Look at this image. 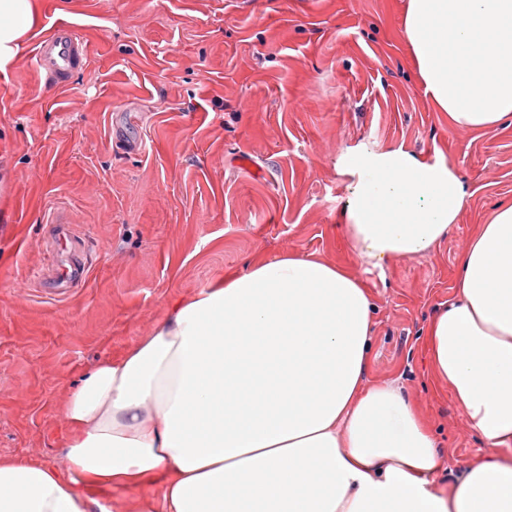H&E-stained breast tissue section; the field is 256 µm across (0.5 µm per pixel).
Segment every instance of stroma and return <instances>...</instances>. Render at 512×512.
Masks as SVG:
<instances>
[{
    "label": "stroma",
    "mask_w": 512,
    "mask_h": 512,
    "mask_svg": "<svg viewBox=\"0 0 512 512\" xmlns=\"http://www.w3.org/2000/svg\"><path fill=\"white\" fill-rule=\"evenodd\" d=\"M405 0H38L37 33L76 26L87 63L40 80L33 42L0 70V456L60 461L66 395L132 348L169 302L284 252L346 266L376 305L366 377L400 378L451 488L486 452L431 376L426 328L456 291L477 225L512 202V124L452 130L414 69ZM149 148L137 153L133 142ZM402 146L468 185L425 256L376 267L340 224L346 161ZM82 237L87 281L44 290L54 214Z\"/></svg>",
    "instance_id": "stroma-1"
}]
</instances>
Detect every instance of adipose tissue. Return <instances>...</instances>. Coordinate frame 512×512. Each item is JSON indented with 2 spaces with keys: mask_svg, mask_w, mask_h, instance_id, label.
Masks as SVG:
<instances>
[{
  "mask_svg": "<svg viewBox=\"0 0 512 512\" xmlns=\"http://www.w3.org/2000/svg\"><path fill=\"white\" fill-rule=\"evenodd\" d=\"M36 23L0 0V70ZM418 76L453 129L512 120V0H406ZM342 227L361 260L423 256L467 204L459 172L397 147L353 156ZM375 304L335 262L283 253L190 297L67 396L62 462L0 459V512H512V203L478 225L426 330L487 452L452 490L404 387L366 384ZM158 485V495L146 494Z\"/></svg>",
  "mask_w": 512,
  "mask_h": 512,
  "instance_id": "1",
  "label": "adipose tissue"
}]
</instances>
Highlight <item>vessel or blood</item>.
Listing matches in <instances>:
<instances>
[{
  "label": "vessel or blood",
  "instance_id": "obj_1",
  "mask_svg": "<svg viewBox=\"0 0 512 512\" xmlns=\"http://www.w3.org/2000/svg\"><path fill=\"white\" fill-rule=\"evenodd\" d=\"M85 62L86 46L73 26H55L36 43L34 64L45 83L49 85L67 87L74 73L81 69ZM54 221L61 226L54 243L62 259L50 266L47 280L56 286L58 295L63 296L82 279L84 267L78 260L71 263L65 261V254L76 248L77 235L64 228L63 215H56Z\"/></svg>",
  "mask_w": 512,
  "mask_h": 512
}]
</instances>
